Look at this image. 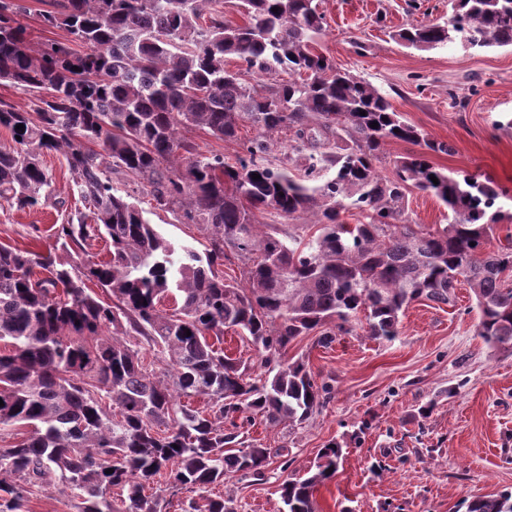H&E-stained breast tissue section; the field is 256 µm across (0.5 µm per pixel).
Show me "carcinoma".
<instances>
[{
  "mask_svg": "<svg viewBox=\"0 0 512 512\" xmlns=\"http://www.w3.org/2000/svg\"><path fill=\"white\" fill-rule=\"evenodd\" d=\"M224 4L54 0L42 22L72 39L34 50L27 7L0 0V81L29 96L25 109L0 101V127L14 140L0 149V203L47 204L49 152L66 160L81 203L55 226L67 259L0 245V432L31 428L0 452V512H29L30 489L58 484L78 512H162L168 493L264 477L271 449L240 439L243 425L301 423L327 394L307 364L284 359L288 345L314 333L327 344L352 332L361 312L369 338L391 341L411 303L449 304L463 281L477 335L512 350V242L488 247L508 189L432 164L429 153L452 146L425 139L377 87L323 51L322 0H236L241 23L224 17ZM395 39L418 50L512 45V0H453L446 22L403 27ZM230 56L241 68L226 67ZM281 72L289 79L251 78ZM246 123L257 134L232 164L181 136L206 129L232 140ZM283 129L294 133L292 151L310 149L302 178L289 157L269 159ZM389 140L424 150L383 177L377 164ZM116 172L141 184L154 208L204 225V252L183 246L174 259V245L114 187ZM413 189L448 208L450 222L433 232L405 223ZM348 211L364 222L346 223ZM259 213L311 215L314 231L293 235L259 223ZM91 239L109 243V259L73 261ZM234 259L242 283L220 271ZM87 280L112 302L89 293ZM226 331L258 365L215 346ZM195 397L205 404L192 406ZM342 459L330 443L311 475L284 478L286 512H317L316 492ZM114 488L126 496L112 498ZM463 507L512 512V492ZM182 512L236 508L218 496L191 499Z\"/></svg>",
  "mask_w": 512,
  "mask_h": 512,
  "instance_id": "cac0c4a2",
  "label": "carcinoma"
}]
</instances>
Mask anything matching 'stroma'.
I'll return each instance as SVG.
<instances>
[{
  "label": "stroma",
  "instance_id": "obj_1",
  "mask_svg": "<svg viewBox=\"0 0 512 512\" xmlns=\"http://www.w3.org/2000/svg\"><path fill=\"white\" fill-rule=\"evenodd\" d=\"M324 10L321 44L337 65L381 89L430 139L452 145L431 154L435 166L512 191V46L421 51L391 39L399 26L447 18L449 0H326ZM405 213L426 231L447 221L446 208L418 190ZM64 217L50 207H0V243L61 257L53 233ZM149 219L173 243L207 244L202 225L159 210ZM475 322L461 282L452 304L412 303L395 340H372L359 326L325 346L297 338L286 357L308 363L329 388L325 405L300 424L247 428L248 439L288 456L273 458L264 480L237 475L216 494L237 512H283V477H306L331 442L345 453L316 494L318 512H456L471 496L512 491V351L488 349Z\"/></svg>",
  "mask_w": 512,
  "mask_h": 512
}]
</instances>
